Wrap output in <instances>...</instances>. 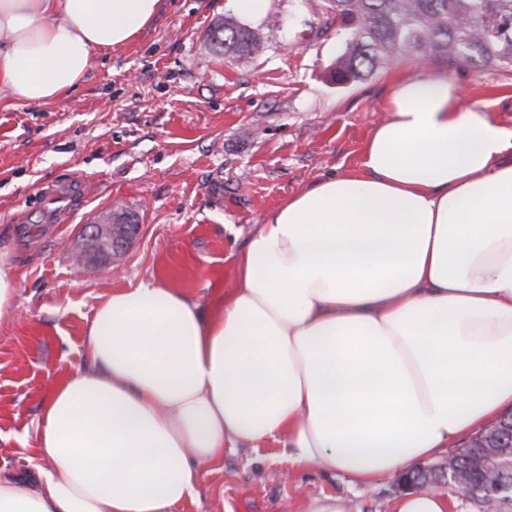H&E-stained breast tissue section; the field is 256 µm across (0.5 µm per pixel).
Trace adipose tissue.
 Wrapping results in <instances>:
<instances>
[{
    "instance_id": "ef3b65f1",
    "label": "adipose tissue",
    "mask_w": 512,
    "mask_h": 512,
    "mask_svg": "<svg viewBox=\"0 0 512 512\" xmlns=\"http://www.w3.org/2000/svg\"><path fill=\"white\" fill-rule=\"evenodd\" d=\"M162 0H0V85L74 91ZM220 312L159 281L95 309L0 512H172L225 449L373 485L512 408V129L445 75L401 82L359 166L257 226Z\"/></svg>"
}]
</instances>
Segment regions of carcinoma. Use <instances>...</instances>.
Instances as JSON below:
<instances>
[{
	"label": "carcinoma",
	"instance_id": "1",
	"mask_svg": "<svg viewBox=\"0 0 512 512\" xmlns=\"http://www.w3.org/2000/svg\"><path fill=\"white\" fill-rule=\"evenodd\" d=\"M344 35L332 78L348 85L372 76L401 56L477 68H512V0H317ZM281 19L267 15L260 26L232 10L210 28L214 55L244 56L266 47Z\"/></svg>",
	"mask_w": 512,
	"mask_h": 512
}]
</instances>
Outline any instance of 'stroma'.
Masks as SVG:
<instances>
[{
	"mask_svg": "<svg viewBox=\"0 0 512 512\" xmlns=\"http://www.w3.org/2000/svg\"><path fill=\"white\" fill-rule=\"evenodd\" d=\"M229 0H162L132 43L97 55L84 81L44 105L0 91V248L20 277L0 317V470L35 478V420L57 379L82 362L85 329L112 291L156 279L218 310L234 259L288 196L360 161L398 83L444 74L461 107L512 128V70L394 61L341 86L342 39L307 0H270L287 26L262 51L218 59L212 24ZM122 209L141 226L114 266L86 277L72 251L83 225ZM272 443L234 448L204 467L199 497L173 512H394L391 481L291 468Z\"/></svg>",
	"mask_w": 512,
	"mask_h": 512,
	"instance_id": "obj_1",
	"label": "stroma"
}]
</instances>
